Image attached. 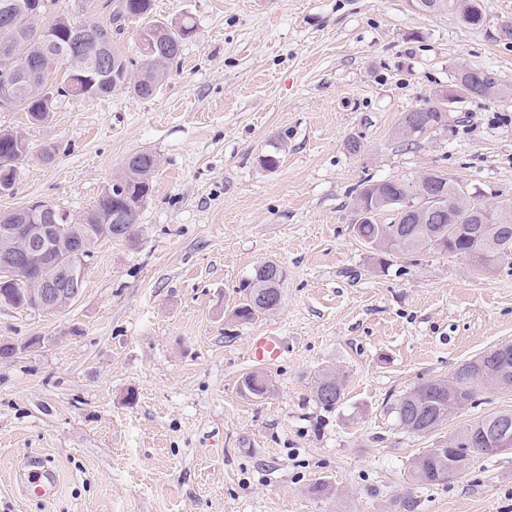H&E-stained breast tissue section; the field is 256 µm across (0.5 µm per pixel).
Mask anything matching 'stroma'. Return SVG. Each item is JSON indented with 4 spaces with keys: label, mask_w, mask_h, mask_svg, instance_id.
<instances>
[{
    "label": "stroma",
    "mask_w": 512,
    "mask_h": 512,
    "mask_svg": "<svg viewBox=\"0 0 512 512\" xmlns=\"http://www.w3.org/2000/svg\"><path fill=\"white\" fill-rule=\"evenodd\" d=\"M153 16L196 27L153 96L78 97L37 124L0 112L30 148L0 213L44 200L76 215L133 153L161 160L135 245L99 243L75 302L0 304V341L17 346L0 358V512H512V450L443 484L409 476L463 425L512 410V390L426 436L391 412L512 342V264L485 277L464 256L392 261L352 229L367 178L440 170L512 200V44L498 39L512 0H484L478 28L412 0H154ZM463 66L493 70L505 97L441 101ZM436 101L444 126L402 138L404 114ZM266 261L287 274L280 308L234 321L237 286ZM268 332L285 351L261 367L248 347ZM257 369L270 395L242 396ZM326 369L346 379L332 409L314 397ZM41 455L57 486L37 497Z\"/></svg>",
    "instance_id": "1"
}]
</instances>
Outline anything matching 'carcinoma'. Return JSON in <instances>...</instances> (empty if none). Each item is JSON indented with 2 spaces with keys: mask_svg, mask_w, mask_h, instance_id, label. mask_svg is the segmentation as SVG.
<instances>
[{
  "mask_svg": "<svg viewBox=\"0 0 512 512\" xmlns=\"http://www.w3.org/2000/svg\"><path fill=\"white\" fill-rule=\"evenodd\" d=\"M9 0H0V27L7 24L17 31V38L10 47L12 66L10 76L13 78L9 90L13 101L6 110H21L31 122H44L60 107L69 94L49 96V90L65 89L75 86L81 95L100 97L112 91V85L118 84L133 92L136 96L146 98L155 93L157 88L169 78L181 60L182 46L185 40L193 36L195 29L187 21L168 23L150 18L152 0H109L112 10L109 23L76 21L72 28H57L48 17L36 21L30 18L31 11L15 10L6 15L1 11ZM472 0H433L422 6L427 11L448 9L463 14L466 5ZM129 19L144 21L136 39L140 49V64L125 55L114 44L112 30H121ZM53 44L58 58L55 65L41 66L39 75H32L29 69L40 66L46 45ZM105 46L109 50V66L102 67L94 63L95 49ZM479 93L477 97L491 99L504 95L494 72L488 68L473 67L469 73ZM443 108L428 103L416 108L403 118L406 125L417 118H422L433 130L443 126L438 113ZM16 144L8 136L0 138V179L17 180L19 168H11L1 160L15 154ZM160 162L141 152L130 155L118 177L124 180L125 195L113 197L103 193L98 199L78 216L72 224L73 237L85 234L87 225L96 227L93 245L104 240L123 242L126 237L121 233H106L102 225L112 221V213L123 212L131 218V223L138 221L141 202L152 187V182L159 169ZM420 185L432 186L446 200L452 202L449 210L436 214V223L419 224L406 220L402 211L404 193ZM459 183L448 179L442 172H425L420 175L402 179V185L368 179L360 184L357 199L366 201L370 215L353 222L356 236L375 253L389 256L426 255L431 253L462 255L473 259L476 272L481 276L493 274L504 262L512 259L488 248L483 239H489L503 249L512 251V222L507 224H486L482 227L483 237L474 233V226L469 208L455 200V191ZM381 210L392 212V219L387 224L376 221ZM276 262L267 261L254 269L250 278L239 287V298L234 302L231 316L239 321H254L268 316L279 308L283 297V284L276 288H259V284L268 282L270 269ZM28 275L21 273L17 281L10 284L9 305L25 307L24 295L28 290ZM494 371L499 388L512 390V347L503 352L493 347L479 357L462 364L446 379L429 380L405 393L391 407L399 424L406 431L414 434H429L435 431L444 420L448 419V404L457 405L462 410L481 401V388L485 385L483 368ZM240 393L248 398H263L271 391L270 382L264 373L253 371L241 380ZM314 395L316 401L324 408H333L341 402L344 395V380L339 373L321 372L316 379ZM512 418V411L489 414L471 424L461 427L456 436L471 440L472 447L486 448L482 431L497 420ZM473 452L465 448H450L444 443L430 448L413 459L409 465L413 480L426 484H441L461 474L470 464Z\"/></svg>",
  "mask_w": 512,
  "mask_h": 512,
  "instance_id": "1",
  "label": "carcinoma"
}]
</instances>
